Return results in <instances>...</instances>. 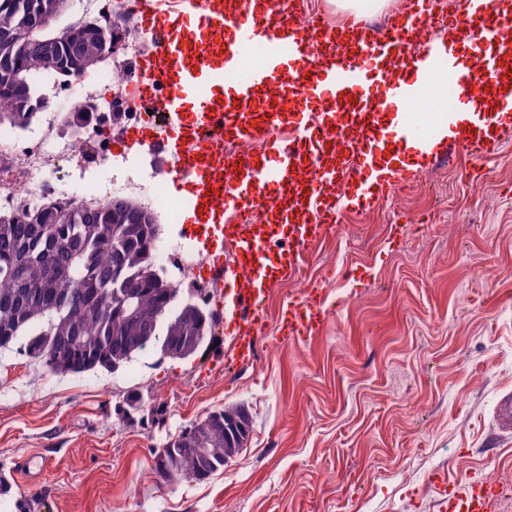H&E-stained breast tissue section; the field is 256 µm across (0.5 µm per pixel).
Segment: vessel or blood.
I'll list each match as a JSON object with an SVG mask.
<instances>
[{
	"label": "vessel or blood",
	"mask_w": 512,
	"mask_h": 512,
	"mask_svg": "<svg viewBox=\"0 0 512 512\" xmlns=\"http://www.w3.org/2000/svg\"><path fill=\"white\" fill-rule=\"evenodd\" d=\"M306 0H138L139 28L154 41L137 63L136 95L161 100L169 121L129 129L128 148L152 147L175 181L191 186L182 207L195 223L220 227L224 286L233 327L227 364L252 362L268 321L272 287L290 279L306 245L320 242L345 200L370 208L383 195L414 185L401 169L372 180L364 150L378 141L394 153L427 148L428 162L453 151L479 177L483 161L512 141V10L499 0H457L449 16L426 0H407L376 31L357 14L340 30L298 21ZM461 30L475 54L471 69L446 61L439 33ZM262 47L259 62L248 51ZM445 80L454 108L481 98L476 121L437 139L414 118L385 129L396 99L425 89L414 72ZM258 144L226 153L225 143ZM264 221H249L255 209ZM326 311L317 291L287 301L279 313L289 335L310 336ZM496 487L472 482L441 503L443 512H494Z\"/></svg>",
	"instance_id": "vessel-or-blood-1"
}]
</instances>
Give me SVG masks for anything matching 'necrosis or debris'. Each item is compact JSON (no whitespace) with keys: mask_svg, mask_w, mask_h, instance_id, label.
Masks as SVG:
<instances>
[{"mask_svg":"<svg viewBox=\"0 0 512 512\" xmlns=\"http://www.w3.org/2000/svg\"><path fill=\"white\" fill-rule=\"evenodd\" d=\"M65 5L73 21L110 28L119 48L96 69L71 79L68 88H58L56 77L46 75L49 104L29 131L0 125V215L47 204L95 211L125 200L156 220L175 222L181 206L158 182L153 155L143 157L148 177L138 181L129 175L126 159L112 152L113 141L145 117L132 92L136 61L149 46L136 24L137 0H65ZM87 110L92 118L80 135L63 134L64 124Z\"/></svg>","mask_w":512,"mask_h":512,"instance_id":"obj_1","label":"necrosis or debris"}]
</instances>
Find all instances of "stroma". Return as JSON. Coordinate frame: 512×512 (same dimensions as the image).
<instances>
[{"mask_svg":"<svg viewBox=\"0 0 512 512\" xmlns=\"http://www.w3.org/2000/svg\"><path fill=\"white\" fill-rule=\"evenodd\" d=\"M466 159L423 166L382 209L348 206L297 274L333 307L315 337L280 342L272 288L252 363L226 368L214 339L178 360L151 348L114 371L54 375L25 339L0 350V512H439L445 487L512 482V143L471 180ZM210 278L207 225L180 216ZM143 406L119 409L130 393ZM252 419L240 453L207 480H161L155 451L217 409ZM42 461L36 481L21 463ZM445 470L446 483L434 475Z\"/></svg>","mask_w":512,"mask_h":512,"instance_id":"35a3bbf8","label":"stroma"}]
</instances>
